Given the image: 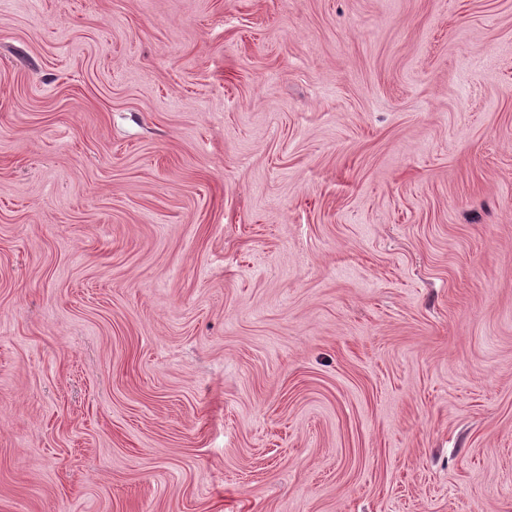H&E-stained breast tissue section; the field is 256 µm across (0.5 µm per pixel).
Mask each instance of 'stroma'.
I'll return each instance as SVG.
<instances>
[{"instance_id":"obj_1","label":"stroma","mask_w":512,"mask_h":512,"mask_svg":"<svg viewBox=\"0 0 512 512\" xmlns=\"http://www.w3.org/2000/svg\"><path fill=\"white\" fill-rule=\"evenodd\" d=\"M0 512H512V0H0Z\"/></svg>"}]
</instances>
